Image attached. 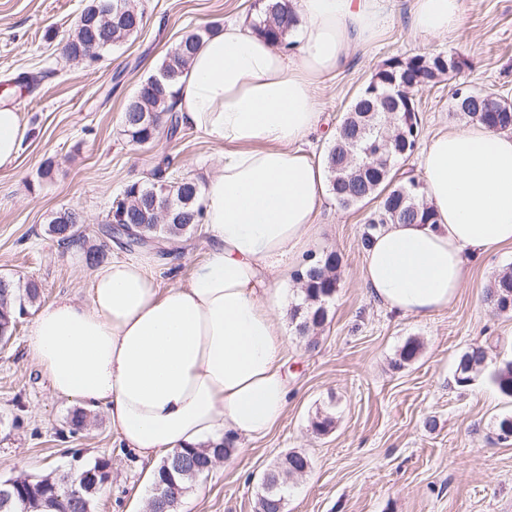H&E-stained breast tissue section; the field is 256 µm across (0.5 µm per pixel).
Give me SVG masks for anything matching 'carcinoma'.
<instances>
[{"mask_svg":"<svg viewBox=\"0 0 512 512\" xmlns=\"http://www.w3.org/2000/svg\"><path fill=\"white\" fill-rule=\"evenodd\" d=\"M96 10L111 17V22L104 26L108 45L101 49L103 53L137 37L145 25V10L139 0H92L82 15L87 17ZM257 16L256 29L259 33L286 49L290 47L286 35L298 19L289 0H262ZM88 32L86 23L78 21L64 49L69 53L81 50ZM208 33L210 29L207 28L184 34L167 50L157 72L141 83L127 102L123 111V127L132 142H150L163 124L167 126V135L171 139L182 132L173 114L177 83ZM467 66L468 59L462 54L394 56L385 61L350 103L325 160L329 191L338 205L348 208L366 199L379 200L377 208L366 220L362 246H369L375 232L385 224L435 223L423 182L414 177L398 181L393 173L395 165L406 161L419 142L417 137L404 136L406 127L400 115L392 112L389 92L393 82H402L409 87L408 101L411 111L416 113V93L419 90L432 87L444 76L458 74ZM471 93L474 97L466 105L459 99H453V111L493 131H512V105H507L497 96L475 93L468 87L463 89V96ZM169 165L168 159H162L150 184L138 181L127 184L122 198L113 202L106 215L107 224L112 222V217L123 215L125 222L137 225L133 234L120 233L129 251L140 248L144 239L159 242L179 240L191 234L199 224L198 186L187 179L169 180L164 176ZM157 201H167L173 206L174 216L163 223L157 221ZM73 216V210L60 211L49 223V232L62 245L85 242V235ZM339 263V255L330 252L313 259L296 273V281L302 283L303 298L301 303L291 308V320L298 335L307 338L309 349L317 347L318 330L327 320L328 303L338 288ZM17 297V288L12 283L8 288L0 289V328L7 329L9 338L13 336L19 320L14 310ZM485 301L496 312L512 311V273L494 279L486 291ZM486 360L487 349L484 346L469 347L459 360L456 383L468 385L471 373L483 366ZM494 382L503 395L512 397V362L498 369ZM231 452L232 446L226 442L220 447L180 452L165 458L156 469L153 496H164L169 504H176L188 485L210 471L211 460L227 457ZM107 467V461L98 460L88 465L76 481L68 474L58 477L20 474L15 477L17 496L8 506L0 508V512H34L38 508L48 512H90L94 509L98 492L95 478L108 477ZM309 467L311 460L306 455L288 452L275 469L267 473L268 483L262 485L258 512H276L275 502L285 500L290 480L297 476V472Z\"/></svg>","mask_w":512,"mask_h":512,"instance_id":"1","label":"carcinoma"}]
</instances>
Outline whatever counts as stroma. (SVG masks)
<instances>
[{
	"label": "stroma",
	"mask_w": 512,
	"mask_h": 512,
	"mask_svg": "<svg viewBox=\"0 0 512 512\" xmlns=\"http://www.w3.org/2000/svg\"><path fill=\"white\" fill-rule=\"evenodd\" d=\"M91 0H0V91L25 72L42 73L32 91L9 98L30 128L17 165L0 171V275L17 288L37 284L38 305H27L17 331L0 350V480L25 473L74 474L95 460L109 464L94 512H143L153 494L154 463L138 457L113 433L103 411L69 435L76 404L49 391L28 352L37 306L68 296L84 301L93 268L48 232L59 210L81 215L88 244L106 258L127 252L105 232L104 220L124 185L144 181L163 156L172 173L205 185L221 166L220 148L195 130L178 141L159 132L137 145L122 114L138 85L154 74L166 51L190 29H219L254 19V0H141L146 25L135 39L102 59L71 61L62 47ZM459 28L439 39L416 35L412 0H388L384 32L358 45L316 92L320 123L306 146L324 158L353 97L395 55L463 52L470 66L416 95L421 138L448 131L464 118L452 110L457 82L512 101V0H462ZM50 177H42L44 165ZM376 203L344 209L325 198L315 255L336 252L339 287L316 349L286 324V368L291 396L282 420L264 438L239 439L182 494L174 512H257L260 481L282 456L305 454L311 467L290 484L284 512H512V439L500 440L498 422L512 414V398L493 375L512 361V313H497L485 292L499 273L512 271V247L469 261V276L447 309L402 316L366 294L360 280L361 234ZM206 238L166 247L159 264L188 276L206 252ZM421 345L400 363L407 341ZM484 345L485 365L458 386L457 365L472 345ZM333 419L313 432L317 415Z\"/></svg>",
	"instance_id": "obj_1"
}]
</instances>
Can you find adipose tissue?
Listing matches in <instances>:
<instances>
[{"label": "adipose tissue", "instance_id": "1", "mask_svg": "<svg viewBox=\"0 0 512 512\" xmlns=\"http://www.w3.org/2000/svg\"><path fill=\"white\" fill-rule=\"evenodd\" d=\"M383 2L291 0L299 22L285 48L239 23L205 38L174 105L181 126L224 152L200 194L205 256L165 288L152 254L115 258L94 269L88 301L36 312L28 350L51 392L103 410L140 459L260 439L283 418L284 287L326 195L322 165L302 148L320 121L313 90L378 35ZM460 23V0H413L421 36ZM26 134L22 114L0 107V170L15 167ZM420 179L434 223L384 225L361 268L369 296L404 316L447 309L466 256L512 245V133H439L421 150Z\"/></svg>", "mask_w": 512, "mask_h": 512}]
</instances>
